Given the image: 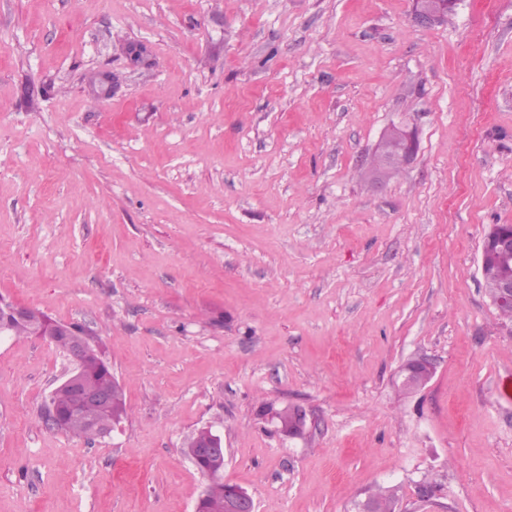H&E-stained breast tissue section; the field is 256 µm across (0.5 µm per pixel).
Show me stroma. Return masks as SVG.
<instances>
[{
    "label": "stroma",
    "instance_id": "stroma-1",
    "mask_svg": "<svg viewBox=\"0 0 512 512\" xmlns=\"http://www.w3.org/2000/svg\"><path fill=\"white\" fill-rule=\"evenodd\" d=\"M411 11L0 0V295L86 326L127 407L92 442L46 428L67 362L0 336V512H194L205 425L255 512L386 485L401 512H512V322L478 270L512 224V0ZM395 123L417 151L378 187L361 161ZM422 354L432 380L400 393ZM460 0H414L412 22L420 27H434L448 22ZM512 251V227L510 225L492 224L485 233L479 255V271L485 282L488 274V258L496 254ZM288 412L293 416L288 428L282 432L288 438L302 437L309 431L306 412L298 406H288V411L279 413V417L284 425L288 424Z\"/></svg>",
    "mask_w": 512,
    "mask_h": 512
}]
</instances>
